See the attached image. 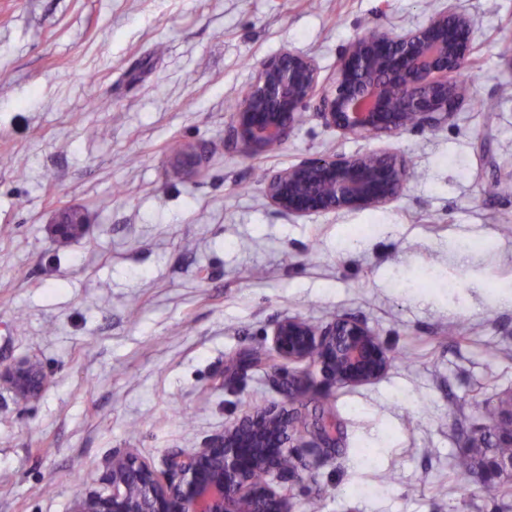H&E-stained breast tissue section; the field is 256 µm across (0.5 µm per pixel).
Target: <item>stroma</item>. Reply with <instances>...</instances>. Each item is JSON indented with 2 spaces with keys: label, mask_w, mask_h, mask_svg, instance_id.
<instances>
[{
  "label": "stroma",
  "mask_w": 512,
  "mask_h": 512,
  "mask_svg": "<svg viewBox=\"0 0 512 512\" xmlns=\"http://www.w3.org/2000/svg\"><path fill=\"white\" fill-rule=\"evenodd\" d=\"M448 6L476 53L438 131L361 138L308 113L262 156L229 141L259 60L291 49L327 82L355 38ZM511 58L512 0H0V365L37 359L49 382L28 403L0 386V512H69L104 490L105 458L134 448L158 467L247 405L283 403L265 369L234 363L288 316L357 319L393 357L361 386L312 373L295 407L339 434L301 449L295 512H448L451 455L512 391ZM174 139L202 152L200 176ZM366 151L408 164L389 205L298 218L266 198L268 170ZM65 210L83 227L62 239ZM355 224L370 233L349 238Z\"/></svg>",
  "instance_id": "obj_1"
}]
</instances>
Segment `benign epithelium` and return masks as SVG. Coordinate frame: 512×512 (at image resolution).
<instances>
[{
    "label": "benign epithelium",
    "mask_w": 512,
    "mask_h": 512,
    "mask_svg": "<svg viewBox=\"0 0 512 512\" xmlns=\"http://www.w3.org/2000/svg\"><path fill=\"white\" fill-rule=\"evenodd\" d=\"M473 52L470 20L448 7L422 26L394 33L371 29L353 40L336 63L332 90L323 89L314 59L285 49L258 62L233 113L232 132L244 152L259 155L288 141L304 112L344 135L370 132L391 138L409 130L435 132L458 110L463 89L455 80ZM406 161L390 152L305 157L266 173L265 194L280 212L296 217L358 211L396 200L407 184ZM279 362H308L330 385L372 382L388 369L387 348L365 324L338 318L315 328L298 317L272 333ZM22 403L39 398L48 377L36 359L0 366V385ZM297 416L285 405L249 406L203 448L169 455L157 471L127 449L106 458V491L77 496L70 512H292L288 475ZM310 448L336 445L334 434L313 427ZM277 482L256 483L257 473ZM512 477V459L491 460L476 476Z\"/></svg>",
    "instance_id": "7a95c632"
}]
</instances>
